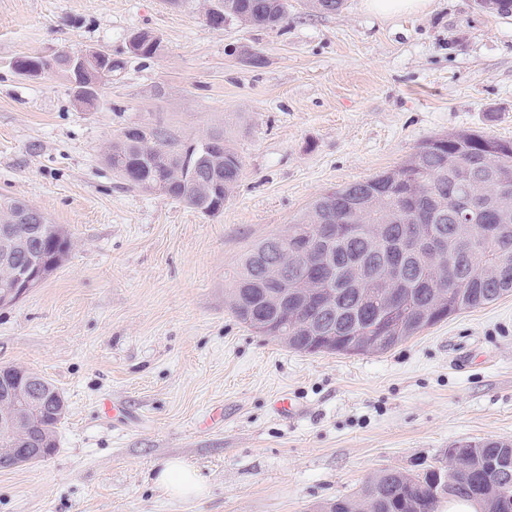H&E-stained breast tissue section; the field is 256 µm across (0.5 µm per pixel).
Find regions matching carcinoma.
<instances>
[{"label": "carcinoma", "instance_id": "cac0c4a2", "mask_svg": "<svg viewBox=\"0 0 512 512\" xmlns=\"http://www.w3.org/2000/svg\"><path fill=\"white\" fill-rule=\"evenodd\" d=\"M212 28L228 21L275 27L288 20V0H215ZM60 71L57 62L25 56L14 66ZM103 86L87 84L76 100L94 106ZM147 142L123 131L112 141V164L130 172L133 188L155 192L206 213L230 199L242 159L224 133L194 153L164 127ZM43 236L18 224L0 253L20 258L64 257L69 236L55 224ZM288 249L265 238L241 260L230 305L262 336L277 328L286 345L318 354V337L333 336L330 353L383 354L448 317L512 293V141L475 133L441 134L421 143L400 165L330 189L313 200L284 234ZM440 240L444 253L424 245ZM57 410H47L28 434L56 438ZM449 456L448 488L437 494L430 467L417 474L385 470L355 496L321 512H441L443 503L476 504L501 512L496 493L512 489V446L502 440L457 443Z\"/></svg>", "mask_w": 512, "mask_h": 512}]
</instances>
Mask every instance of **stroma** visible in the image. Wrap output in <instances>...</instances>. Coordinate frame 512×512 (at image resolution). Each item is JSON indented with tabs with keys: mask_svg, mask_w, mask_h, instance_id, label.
<instances>
[{
	"mask_svg": "<svg viewBox=\"0 0 512 512\" xmlns=\"http://www.w3.org/2000/svg\"><path fill=\"white\" fill-rule=\"evenodd\" d=\"M210 2L0 0V197L72 239L0 306V365L46 378L66 405L52 456L0 470V512H318L382 470L445 463L455 443L512 441L510 294L359 356L296 352L229 306L242 256L320 193L440 134L512 140V15L431 0L383 19L364 0L330 14L290 0L279 27L214 29ZM138 31L157 57L130 53ZM89 48L125 62L95 108L66 73L12 67ZM144 125L186 142L223 131L244 168L220 213L113 173V138ZM283 398L292 418L275 411ZM171 458L200 471L203 498L157 486Z\"/></svg>",
	"mask_w": 512,
	"mask_h": 512,
	"instance_id": "35a3bbf8",
	"label": "stroma"
}]
</instances>
